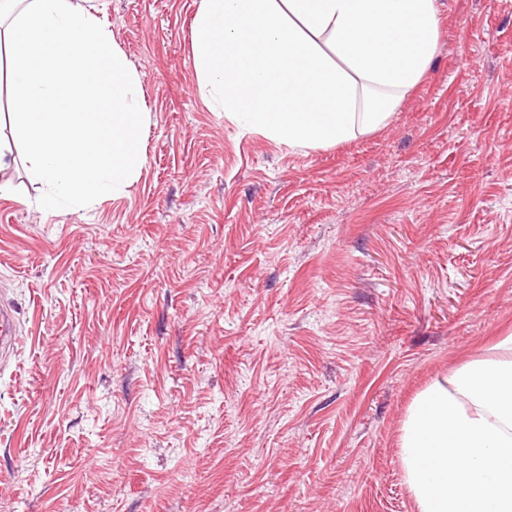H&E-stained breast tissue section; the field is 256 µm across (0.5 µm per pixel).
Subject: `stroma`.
<instances>
[{
	"mask_svg": "<svg viewBox=\"0 0 512 512\" xmlns=\"http://www.w3.org/2000/svg\"><path fill=\"white\" fill-rule=\"evenodd\" d=\"M150 113L136 181L0 197L10 512H417L400 438L512 332V0H437L378 130L302 149L198 91L200 0H77ZM17 336V323L13 313L5 308L0 309V355L11 353L14 350Z\"/></svg>",
	"mask_w": 512,
	"mask_h": 512,
	"instance_id": "35a3bbf8",
	"label": "stroma"
}]
</instances>
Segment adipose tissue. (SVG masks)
<instances>
[{
  "instance_id": "1",
  "label": "adipose tissue",
  "mask_w": 512,
  "mask_h": 512,
  "mask_svg": "<svg viewBox=\"0 0 512 512\" xmlns=\"http://www.w3.org/2000/svg\"><path fill=\"white\" fill-rule=\"evenodd\" d=\"M436 0H201L199 90L237 124L322 148L387 124L437 50ZM9 57L0 172L23 162L46 206L123 189L142 163L139 77L73 0H0ZM414 400L401 448L417 512H512V335Z\"/></svg>"
}]
</instances>
